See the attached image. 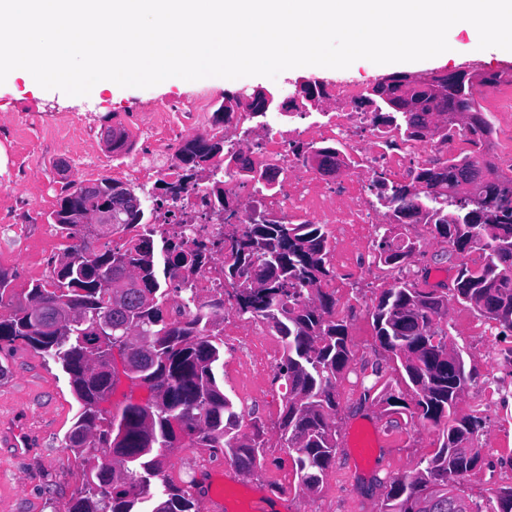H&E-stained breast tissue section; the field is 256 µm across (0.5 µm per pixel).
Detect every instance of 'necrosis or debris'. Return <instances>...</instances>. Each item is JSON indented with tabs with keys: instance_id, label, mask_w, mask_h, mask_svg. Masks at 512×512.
<instances>
[{
	"instance_id": "necrosis-or-debris-1",
	"label": "necrosis or debris",
	"mask_w": 512,
	"mask_h": 512,
	"mask_svg": "<svg viewBox=\"0 0 512 512\" xmlns=\"http://www.w3.org/2000/svg\"><path fill=\"white\" fill-rule=\"evenodd\" d=\"M138 121L137 156L114 164L112 178L141 192L149 213L112 241L135 236L209 249L205 265L170 279L169 313L181 321L231 288L224 235L241 217L324 224L344 238L357 226L398 223L379 181L411 183L436 160L483 158L512 177V149H499L453 114L443 115L435 136H412L356 80L323 84L311 100L294 91L264 112L241 109L233 95L217 103L202 96L140 113ZM202 138L221 141L223 153L200 167L178 163L179 150ZM19 174L14 167L0 176V222L22 236L38 207L17 192Z\"/></svg>"
}]
</instances>
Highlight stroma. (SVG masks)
Returning a JSON list of instances; mask_svg holds the SVG:
<instances>
[{
	"label": "stroma",
	"instance_id": "obj_1",
	"mask_svg": "<svg viewBox=\"0 0 512 512\" xmlns=\"http://www.w3.org/2000/svg\"><path fill=\"white\" fill-rule=\"evenodd\" d=\"M457 40L461 49L456 57L425 60L407 67V74L466 71L474 60L479 61L483 73L512 72V55L502 56L493 48L479 49L477 42L464 34ZM315 78L357 79L371 84L377 75L360 59L342 72L291 70L274 79L259 76L237 86L236 91L276 90ZM202 92L220 100L225 88L197 80L181 86L101 89L77 99L59 90L32 86L19 76L6 79L0 84V173L11 157L16 136L22 133L29 152L26 177L19 190L31 199L40 200L44 177L64 185L78 165L90 158L96 161L100 178L111 177L107 129L134 133L132 113L151 112L172 98L191 99ZM71 112L82 115L89 141H74L66 149L40 147L41 124ZM393 232L404 239L417 238L421 244L413 258L401 266L399 275H368L363 245L349 241L342 245L347 260L330 266L336 315L348 325L350 362L337 380L336 454L319 487L311 492L303 489L288 451L278 439L285 389L276 378V368L256 374L239 364L250 345L246 338L224 348V391L244 414L263 422L268 446L248 474L230 466L224 457L213 456L209 449H174L166 472L175 484L182 487L189 480L201 481L211 472L226 471L236 481L227 498V512H251L254 500L261 499V490L267 488L279 490L287 499H263V512H380L392 480L421 469L423 461L435 453L439 429L432 422L413 417L414 394L377 340L370 311L380 292L396 279H407L426 289L449 288L460 263L474 268L483 257L472 252L462 258L454 256L451 245L435 238L427 224H397ZM448 322L455 341L466 351V366L474 374L457 412L480 416L481 437L496 438L495 448L481 451L478 466L455 481L471 500L479 501L493 491L512 487V379L500 380L504 393L500 404L488 407L481 402V390L493 377L488 348L511 347L512 336H500L495 321L454 301L448 305ZM1 363L9 372L0 378V512H62L77 488L75 479L61 473L63 461L71 456L65 435L78 408L68 378L51 359L22 344L0 347ZM390 395L401 398L402 407L388 408L385 399Z\"/></svg>",
	"mask_w": 512,
	"mask_h": 512
}]
</instances>
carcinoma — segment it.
Wrapping results in <instances>:
<instances>
[{
  "label": "carcinoma",
  "mask_w": 512,
  "mask_h": 512,
  "mask_svg": "<svg viewBox=\"0 0 512 512\" xmlns=\"http://www.w3.org/2000/svg\"><path fill=\"white\" fill-rule=\"evenodd\" d=\"M501 74L474 82L456 79L443 93L420 89L412 100L418 112H402L405 130H421L442 111L455 112L476 128L486 124L479 98ZM402 74L385 76L372 86L371 98L386 108L403 101ZM480 176L462 197L458 172ZM96 192L73 182L48 221L70 242L49 275L21 290L14 276L0 268V344L20 341L58 364L68 375L79 405L65 435L76 455L107 462L85 471L65 512H196L197 499L165 474L168 452L200 445L221 453L234 466L251 472L263 454V423L245 419L224 393V339L211 334V323L224 317L221 302L210 312L185 321L167 315L166 276L198 262V253L182 244L159 249L149 239L121 247L95 244L87 225L69 219L73 209L94 213L112 206L116 227L141 217L137 198L110 179ZM388 199L400 218H423L435 237L452 244L460 255L483 242L484 263L478 270L461 264L454 286L425 290L408 280L385 289L371 317L382 347L400 361L415 393L418 417L440 427L442 443L424 468L391 482L380 512H410V502L431 484L455 481L475 468L480 458L475 441L482 428L477 416L458 418L454 409L473 380L463 349L448 359V301L466 304L512 332V180L488 161L464 158L453 165L437 162L421 171L415 183L391 184ZM329 232L322 224H247L241 235L224 239L232 264L240 312L255 314L272 325L284 345L279 378L287 389L279 426L282 445L293 454L296 475L307 490L318 488L336 453V377L349 360L348 327L337 318L336 301L321 284L327 268ZM379 258L403 265L415 254L411 242H400L385 229ZM129 279L127 303L114 302V281ZM307 300H301L302 295ZM112 310V326L101 314ZM138 359L127 374L135 386L150 392L144 404L132 398L115 409L101 407L115 392L113 351ZM471 512H512V487L487 502H473Z\"/></svg>",
  "instance_id": "carcinoma-1"
}]
</instances>
